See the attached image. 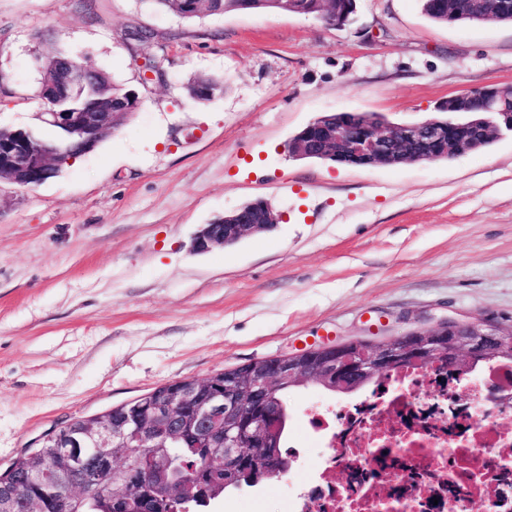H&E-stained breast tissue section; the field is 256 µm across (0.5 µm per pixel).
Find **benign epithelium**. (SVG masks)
Masks as SVG:
<instances>
[{
  "mask_svg": "<svg viewBox=\"0 0 512 512\" xmlns=\"http://www.w3.org/2000/svg\"><path fill=\"white\" fill-rule=\"evenodd\" d=\"M355 0H336L332 25L343 27L355 13ZM82 85V69H76L68 89L60 91L50 79L39 90L45 111L41 122L62 133L60 144L48 148L36 141L31 130L4 132L0 127V181L20 184L54 165V152L77 148L81 154L119 129L124 112L112 111V103L88 97L74 109L55 110L53 105ZM487 101L482 117L465 124L455 115L469 111L477 96ZM448 122L383 126L357 114L338 125L324 124L322 117L309 122L296 138L288 141V154L299 159L309 152V143L321 136L322 151L343 165H405L429 157L415 153L421 145L438 156L459 157L476 149L480 140L512 130V85L491 86L452 97L444 105ZM269 224H249L240 219L205 224L194 236L193 251L206 253L215 246H226L248 234L273 228ZM450 370L472 372L480 362H506L512 359V325L485 321L448 320L432 330H414L384 341H355L321 345L299 353L257 360L243 372L212 375L206 379L186 378L163 385L128 404L114 416L104 415L92 423L68 421L47 435L41 447L51 449L55 466H43L40 451L32 452L26 479L33 485L56 488L59 475L72 479L66 496H57L56 509L65 512L71 498L95 494L101 488V471L117 468L129 456L130 448H163L171 440L194 438L206 449V459L214 471L224 475V487H238L245 461L261 458L268 478L284 475L290 462L267 449V439L280 427L283 413L272 403L278 389L314 382L326 389L352 394L386 371L405 365L427 368L435 361ZM151 479L149 471L124 479L111 490L112 503L130 500L141 483Z\"/></svg>",
  "mask_w": 512,
  "mask_h": 512,
  "instance_id": "benign-epithelium-1",
  "label": "benign epithelium"
}]
</instances>
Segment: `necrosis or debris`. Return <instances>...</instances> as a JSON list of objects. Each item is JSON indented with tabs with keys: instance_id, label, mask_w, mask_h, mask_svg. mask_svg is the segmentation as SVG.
<instances>
[{
	"instance_id": "necrosis-or-debris-1",
	"label": "necrosis or debris",
	"mask_w": 512,
	"mask_h": 512,
	"mask_svg": "<svg viewBox=\"0 0 512 512\" xmlns=\"http://www.w3.org/2000/svg\"><path fill=\"white\" fill-rule=\"evenodd\" d=\"M496 382L512 385V366L468 380L408 368L347 405H307L324 454L285 512H448L458 498L512 512V406L490 401Z\"/></svg>"
}]
</instances>
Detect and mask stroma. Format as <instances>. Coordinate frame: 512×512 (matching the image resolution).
Here are the masks:
<instances>
[{
  "mask_svg": "<svg viewBox=\"0 0 512 512\" xmlns=\"http://www.w3.org/2000/svg\"><path fill=\"white\" fill-rule=\"evenodd\" d=\"M357 16L339 29L289 11L186 21L149 0H0V126H39L58 49L141 100L44 183L0 182V472L66 420L175 380L447 319L512 322V133L397 167L287 150L323 114L422 122L512 83V24L440 25L418 0H357ZM198 78L223 94L193 100ZM257 200L279 224L193 251L203 225ZM303 477L291 463L214 512H284Z\"/></svg>",
  "mask_w": 512,
  "mask_h": 512,
  "instance_id": "stroma-1",
  "label": "stroma"
}]
</instances>
